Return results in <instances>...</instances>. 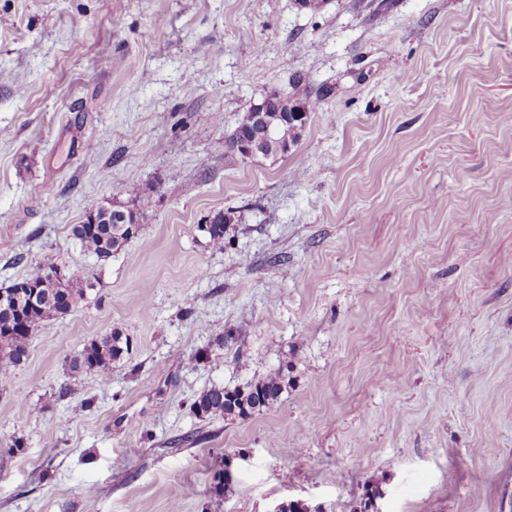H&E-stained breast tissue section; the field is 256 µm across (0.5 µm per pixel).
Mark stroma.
Listing matches in <instances>:
<instances>
[{"instance_id":"1","label":"stroma","mask_w":512,"mask_h":512,"mask_svg":"<svg viewBox=\"0 0 512 512\" xmlns=\"http://www.w3.org/2000/svg\"><path fill=\"white\" fill-rule=\"evenodd\" d=\"M300 74L333 93L288 155L228 153ZM142 194L108 260L75 243ZM74 265L0 374V512H512V0H0V288ZM255 111L256 106L253 104L244 114L242 115L238 126L237 131H240L241 135H238L236 138L234 136L232 137L229 145V151L230 153H235L236 150L239 151V148L241 147V143L244 142V138H250V137H260V133L265 129L264 126L259 125L255 122ZM236 148V150H235ZM129 350V338L119 331L92 339L69 360L67 376L77 380L83 374L94 373L106 380L112 373V364L123 359ZM284 383L283 376L278 372L251 383L245 389L212 387L201 392L192 402L191 408L200 417L246 416L277 401Z\"/></svg>"}]
</instances>
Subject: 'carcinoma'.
<instances>
[{
    "instance_id": "obj_1",
    "label": "carcinoma",
    "mask_w": 512,
    "mask_h": 512,
    "mask_svg": "<svg viewBox=\"0 0 512 512\" xmlns=\"http://www.w3.org/2000/svg\"><path fill=\"white\" fill-rule=\"evenodd\" d=\"M332 89L325 87L312 97L308 79L300 75L294 82L293 92L284 94L269 91L261 99L267 117L276 126L272 139L266 141L271 156L287 154L300 137L302 127L291 124L285 117L296 112H314L328 98ZM256 106L242 115L237 130L240 135L231 139L229 152L240 148L244 139L258 137L264 126L255 122ZM230 218L224 212L214 214V223L207 229L212 245L224 247V232ZM81 248L99 260H105L132 238L126 224H75L71 229ZM91 281L90 271L81 265L64 270V281L51 279L43 273L19 280L23 287L5 289L8 306L0 308V372L24 363L29 356L32 335L52 318L72 312L84 299ZM129 338L118 331L100 336L84 345L68 362L67 376L77 380L87 373L107 379L112 364L129 353ZM284 388V378L275 373L257 380L244 389L227 390L212 387L201 392L191 408L200 417L224 415L242 417L268 407L277 401Z\"/></svg>"
}]
</instances>
